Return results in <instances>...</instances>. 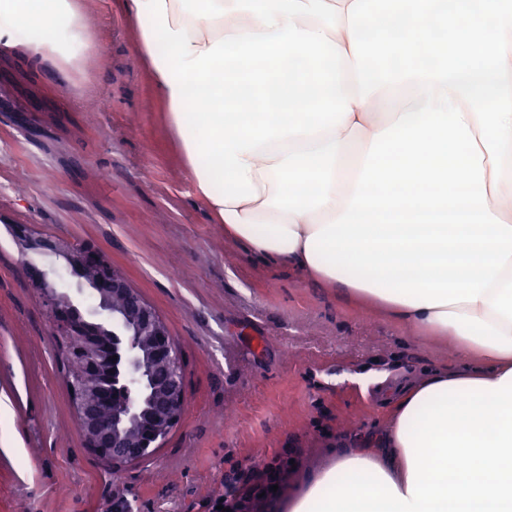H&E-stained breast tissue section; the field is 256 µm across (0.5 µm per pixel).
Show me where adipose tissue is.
I'll list each match as a JSON object with an SVG mask.
<instances>
[{"instance_id":"1","label":"adipose tissue","mask_w":512,"mask_h":512,"mask_svg":"<svg viewBox=\"0 0 512 512\" xmlns=\"http://www.w3.org/2000/svg\"><path fill=\"white\" fill-rule=\"evenodd\" d=\"M352 0H122L165 102L193 193L253 258L287 265L420 332L452 338L454 366L401 390L381 455L340 456L291 512H512V320L485 299L425 307L351 282L307 239L341 216L374 133L416 110L398 83L358 96ZM32 47L55 45L75 0H0ZM352 476L347 492L333 488Z\"/></svg>"}]
</instances>
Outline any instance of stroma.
<instances>
[{
    "instance_id": "1",
    "label": "stroma",
    "mask_w": 512,
    "mask_h": 512,
    "mask_svg": "<svg viewBox=\"0 0 512 512\" xmlns=\"http://www.w3.org/2000/svg\"><path fill=\"white\" fill-rule=\"evenodd\" d=\"M94 49L71 73L20 35L0 49V512H207L239 467L293 460L288 504L387 425L390 384L450 365L452 340L251 259L192 192L166 105L120 0H76ZM99 249L166 321L186 380L182 421L153 456L112 475L84 446L60 337L11 228Z\"/></svg>"
}]
</instances>
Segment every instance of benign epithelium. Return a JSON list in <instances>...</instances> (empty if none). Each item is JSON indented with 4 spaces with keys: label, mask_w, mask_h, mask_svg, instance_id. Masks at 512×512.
<instances>
[{
    "label": "benign epithelium",
    "mask_w": 512,
    "mask_h": 512,
    "mask_svg": "<svg viewBox=\"0 0 512 512\" xmlns=\"http://www.w3.org/2000/svg\"><path fill=\"white\" fill-rule=\"evenodd\" d=\"M14 238L22 251H49L64 261L75 281L72 291L43 268H27L31 285L48 308L53 332L85 337L84 353L96 385L86 389L68 382L85 447L96 458L115 465H132L153 454L180 422L185 404L184 370L169 328L145 297L98 249L89 245H63L18 226ZM122 297L126 307L112 310V298ZM92 321L105 338L83 328ZM147 339L151 356L167 362L169 376L162 387L150 378V360L142 351ZM95 394L93 406L84 395Z\"/></svg>",
    "instance_id": "1"
}]
</instances>
